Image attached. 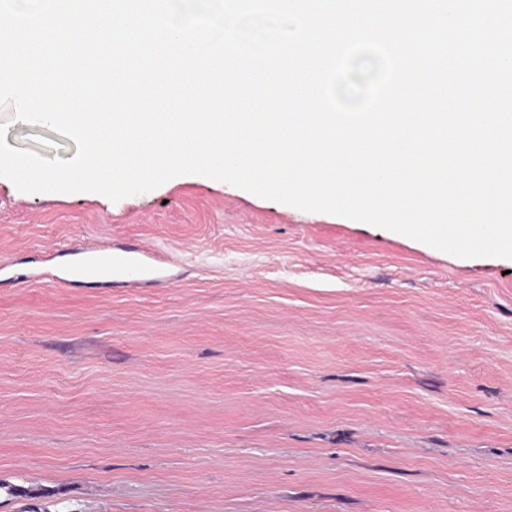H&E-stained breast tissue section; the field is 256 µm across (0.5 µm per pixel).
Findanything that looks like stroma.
I'll use <instances>...</instances> for the list:
<instances>
[{
	"instance_id": "obj_1",
	"label": "stroma",
	"mask_w": 512,
	"mask_h": 512,
	"mask_svg": "<svg viewBox=\"0 0 512 512\" xmlns=\"http://www.w3.org/2000/svg\"><path fill=\"white\" fill-rule=\"evenodd\" d=\"M87 241L166 261L67 279ZM0 512H512V260L198 175L0 177Z\"/></svg>"
}]
</instances>
